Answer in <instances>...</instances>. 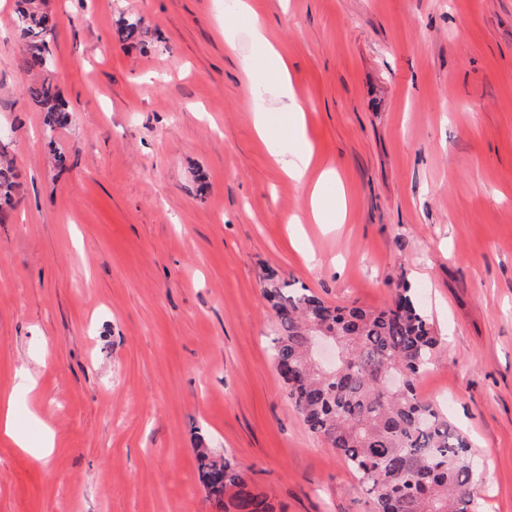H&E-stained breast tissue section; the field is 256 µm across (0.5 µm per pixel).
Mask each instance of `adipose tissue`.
Segmentation results:
<instances>
[{"label":"adipose tissue","instance_id":"obj_1","mask_svg":"<svg viewBox=\"0 0 512 512\" xmlns=\"http://www.w3.org/2000/svg\"><path fill=\"white\" fill-rule=\"evenodd\" d=\"M235 18L238 23L245 25L252 44L258 52L260 65L265 73V88L270 93L283 99L286 124L284 134L291 139L296 148L291 154H284L279 141L270 137L267 119L263 112L254 115V127L260 139L264 140L268 151L280 164L282 171L289 180L299 186L309 187L302 212L291 215L290 223L298 224L304 215H311L319 224H335L345 218L347 197L344 188L337 185V173L332 168H316L314 164V149L306 135L305 113L302 105L295 96L291 82L288 63L277 51L268 37L266 29L260 24L256 12L251 5H238ZM251 61H244V69H251ZM325 183L336 184V196L333 202H325L319 187Z\"/></svg>","mask_w":512,"mask_h":512}]
</instances>
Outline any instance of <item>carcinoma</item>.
<instances>
[{"label":"carcinoma","instance_id":"1","mask_svg":"<svg viewBox=\"0 0 512 512\" xmlns=\"http://www.w3.org/2000/svg\"><path fill=\"white\" fill-rule=\"evenodd\" d=\"M21 66L47 68L50 18L22 0ZM43 124L66 126L70 113L56 87L29 89ZM14 168L0 166V222L14 208ZM264 298L274 311L271 338L288 398L308 429L359 477L373 512H469L479 483L472 442L416 384L440 344L433 323L406 285L378 308L331 306L307 288L268 276ZM335 337L341 359L331 371L312 364L314 329ZM199 479L224 512H274L266 493L209 449L199 448Z\"/></svg>","mask_w":512,"mask_h":512}]
</instances>
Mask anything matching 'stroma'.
<instances>
[{
	"instance_id": "1",
	"label": "stroma",
	"mask_w": 512,
	"mask_h": 512,
	"mask_svg": "<svg viewBox=\"0 0 512 512\" xmlns=\"http://www.w3.org/2000/svg\"><path fill=\"white\" fill-rule=\"evenodd\" d=\"M34 4L44 72L20 66L16 0L0 7V157L21 174L0 397L30 442L0 435V512H220L200 448L276 512H371L288 398L271 272L341 306L417 289L441 339L417 390L472 440L471 512H512V0H259L348 198L345 223L297 225L306 191L253 128L282 114L243 73L248 34L225 39L224 0ZM45 79L72 112L52 132L28 93Z\"/></svg>"
}]
</instances>
